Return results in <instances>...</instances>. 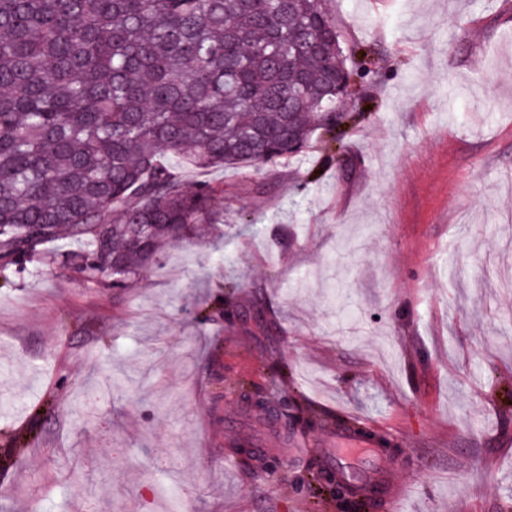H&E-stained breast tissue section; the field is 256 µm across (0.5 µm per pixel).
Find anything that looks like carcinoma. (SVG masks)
Listing matches in <instances>:
<instances>
[{"label": "carcinoma", "instance_id": "1", "mask_svg": "<svg viewBox=\"0 0 512 512\" xmlns=\"http://www.w3.org/2000/svg\"><path fill=\"white\" fill-rule=\"evenodd\" d=\"M348 76L322 0H0V271L124 287L224 195L165 158L298 159Z\"/></svg>", "mask_w": 512, "mask_h": 512}]
</instances>
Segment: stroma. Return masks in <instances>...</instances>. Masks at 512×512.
<instances>
[{
    "label": "stroma",
    "mask_w": 512,
    "mask_h": 512,
    "mask_svg": "<svg viewBox=\"0 0 512 512\" xmlns=\"http://www.w3.org/2000/svg\"><path fill=\"white\" fill-rule=\"evenodd\" d=\"M324 8L379 59L347 61L367 117L182 166L224 188L220 243L123 288L0 273V512H356L312 477L353 421L403 512H512V0Z\"/></svg>",
    "instance_id": "1"
}]
</instances>
